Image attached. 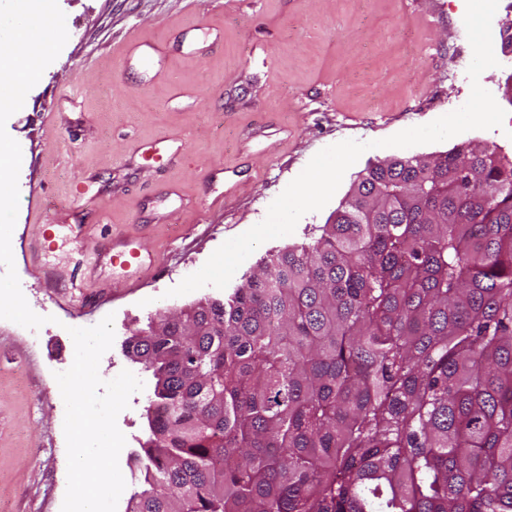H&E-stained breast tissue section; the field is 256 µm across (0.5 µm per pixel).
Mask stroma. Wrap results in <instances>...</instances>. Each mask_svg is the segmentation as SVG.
Returning a JSON list of instances; mask_svg holds the SVG:
<instances>
[{
    "label": "stroma",
    "instance_id": "stroma-1",
    "mask_svg": "<svg viewBox=\"0 0 512 512\" xmlns=\"http://www.w3.org/2000/svg\"><path fill=\"white\" fill-rule=\"evenodd\" d=\"M69 38L6 123L25 157L11 246L36 330L0 319V512H61L67 453L56 373L70 368V328L114 317L102 379L144 383L117 417L124 479L148 436L154 379L123 352L149 316L225 291L168 289L200 270L226 240L261 222L271 202L320 150L344 140L369 148L328 204L295 231L261 244L229 283L269 255L311 242L356 175L391 157L481 141L512 154V65L481 85L507 117L409 148L377 140L463 106L473 52L464 0H58ZM148 40L164 69L145 76L127 60ZM171 153L144 165L149 149ZM129 240L155 266L113 265L104 239Z\"/></svg>",
    "mask_w": 512,
    "mask_h": 512
}]
</instances>
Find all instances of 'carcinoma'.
Instances as JSON below:
<instances>
[{"label": "carcinoma", "mask_w": 512, "mask_h": 512, "mask_svg": "<svg viewBox=\"0 0 512 512\" xmlns=\"http://www.w3.org/2000/svg\"><path fill=\"white\" fill-rule=\"evenodd\" d=\"M318 231L130 337L127 512H512V157L370 164Z\"/></svg>", "instance_id": "cac0c4a2"}]
</instances>
